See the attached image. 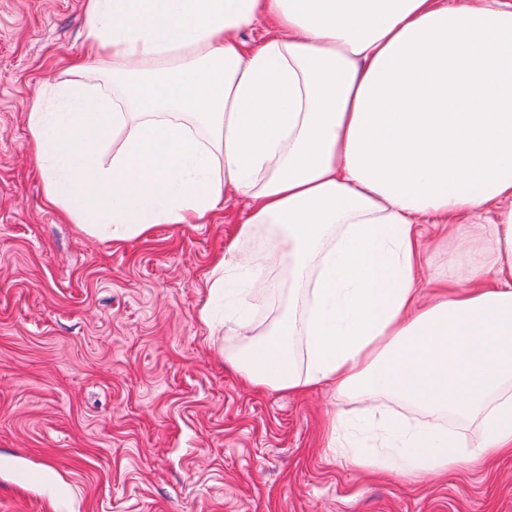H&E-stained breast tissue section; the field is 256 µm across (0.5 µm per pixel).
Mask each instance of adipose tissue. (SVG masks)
I'll use <instances>...</instances> for the list:
<instances>
[{"label": "adipose tissue", "instance_id": "adipose-tissue-1", "mask_svg": "<svg viewBox=\"0 0 512 512\" xmlns=\"http://www.w3.org/2000/svg\"><path fill=\"white\" fill-rule=\"evenodd\" d=\"M112 71L42 88L26 114L48 201L114 240L249 201L212 267L253 386L330 383L364 402L333 444L416 478L512 454V0H87ZM274 32L248 48L259 19ZM477 218L484 262L421 294V218ZM272 228L287 296L268 285ZM262 300L272 319L244 308Z\"/></svg>", "mask_w": 512, "mask_h": 512}]
</instances>
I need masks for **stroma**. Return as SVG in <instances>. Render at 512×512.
Returning <instances> with one entry per match:
<instances>
[{
	"label": "stroma",
	"mask_w": 512,
	"mask_h": 512,
	"mask_svg": "<svg viewBox=\"0 0 512 512\" xmlns=\"http://www.w3.org/2000/svg\"><path fill=\"white\" fill-rule=\"evenodd\" d=\"M86 3L0 0V512H512V456L364 471L331 450L353 402L225 362L237 337L199 312L246 198L124 241L48 204L26 112L84 54ZM444 235L425 228L423 292L465 261Z\"/></svg>",
	"instance_id": "1"
}]
</instances>
